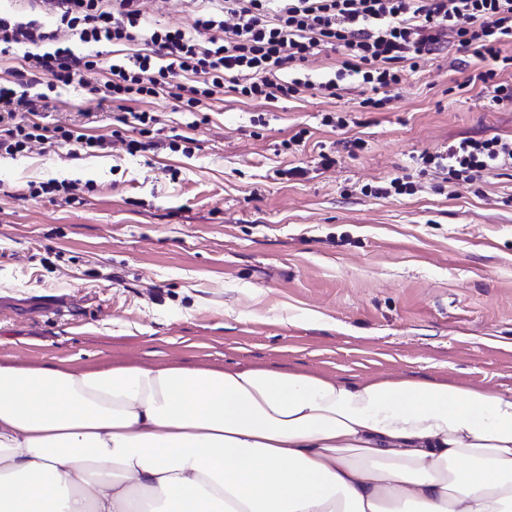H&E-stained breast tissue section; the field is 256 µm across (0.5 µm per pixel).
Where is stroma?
<instances>
[{
  "label": "stroma",
  "instance_id": "35a3bbf8",
  "mask_svg": "<svg viewBox=\"0 0 512 512\" xmlns=\"http://www.w3.org/2000/svg\"><path fill=\"white\" fill-rule=\"evenodd\" d=\"M456 49L408 73L390 109L360 91L208 114L146 99L152 149L92 154L34 145L0 158V361L303 368L512 390V168L442 188L414 159L465 137H512V108L465 86ZM344 111L336 129L324 114ZM88 88L59 90L52 119L131 138ZM301 145H289L296 132ZM191 134V154L173 136ZM361 138L359 148L345 143ZM331 154L335 165L321 164ZM304 167L297 179L281 170ZM409 178L412 195L365 185ZM77 179L82 203L30 196Z\"/></svg>",
  "mask_w": 512,
  "mask_h": 512
}]
</instances>
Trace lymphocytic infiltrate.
I'll return each instance as SVG.
<instances>
[{
	"mask_svg": "<svg viewBox=\"0 0 512 512\" xmlns=\"http://www.w3.org/2000/svg\"><path fill=\"white\" fill-rule=\"evenodd\" d=\"M147 0H20L0 11V56L22 50V64L0 79V157L28 153L33 144L69 145L94 153L104 137L84 126L42 122L57 89L85 85L100 102L121 109L122 123L139 139L123 141L129 154L146 148L156 113L129 105L168 97L185 112L203 111L223 88L241 100L275 102L315 89L337 97L346 80L370 90L363 108L380 110L424 56L456 46L474 60L467 77L494 104L512 106V66L502 47L512 39V0H198L190 29L154 21ZM112 46L115 58L80 55L75 44ZM331 50L342 57L332 77L314 81L307 63ZM423 166L463 184L512 166V139L465 138L444 153H425Z\"/></svg>",
	"mask_w": 512,
	"mask_h": 512,
	"instance_id": "1",
	"label": "lymphocytic infiltrate"
}]
</instances>
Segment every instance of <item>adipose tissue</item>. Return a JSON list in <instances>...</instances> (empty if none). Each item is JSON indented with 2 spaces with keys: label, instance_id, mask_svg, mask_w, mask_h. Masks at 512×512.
<instances>
[{
  "label": "adipose tissue",
  "instance_id": "adipose-tissue-1",
  "mask_svg": "<svg viewBox=\"0 0 512 512\" xmlns=\"http://www.w3.org/2000/svg\"><path fill=\"white\" fill-rule=\"evenodd\" d=\"M0 512H512V391L0 362Z\"/></svg>",
  "mask_w": 512,
  "mask_h": 512
}]
</instances>
